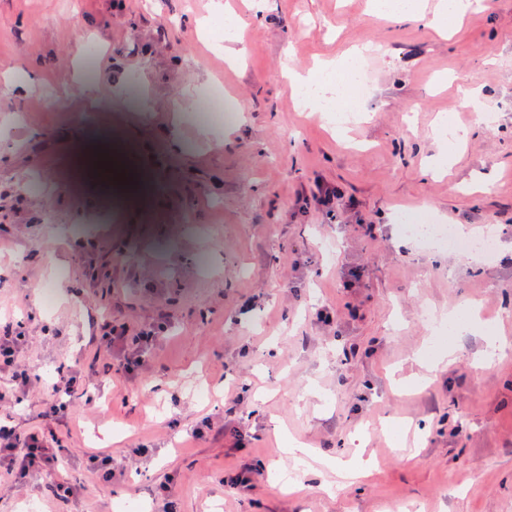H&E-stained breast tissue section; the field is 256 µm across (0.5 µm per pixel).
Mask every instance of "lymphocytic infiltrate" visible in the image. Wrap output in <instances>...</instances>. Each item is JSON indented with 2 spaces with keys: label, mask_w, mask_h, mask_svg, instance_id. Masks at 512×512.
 <instances>
[{
  "label": "lymphocytic infiltrate",
  "mask_w": 512,
  "mask_h": 512,
  "mask_svg": "<svg viewBox=\"0 0 512 512\" xmlns=\"http://www.w3.org/2000/svg\"><path fill=\"white\" fill-rule=\"evenodd\" d=\"M156 340L151 330L131 336L125 326L109 325L99 336L98 345L104 352L117 353V372L130 381L143 369L144 355ZM27 342L23 321L0 322V401L21 398L35 386L42 387L47 395L39 427L22 431L0 423V480L15 488L27 486L37 495L65 501L80 486L68 475V451L63 448L57 430L73 419L70 399L79 387L88 384L89 377L64 367L54 377L42 378L23 359Z\"/></svg>",
  "instance_id": "1"
}]
</instances>
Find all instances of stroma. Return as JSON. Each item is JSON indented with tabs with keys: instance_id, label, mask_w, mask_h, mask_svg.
<instances>
[{
	"instance_id": "stroma-1",
	"label": "stroma",
	"mask_w": 512,
	"mask_h": 512,
	"mask_svg": "<svg viewBox=\"0 0 512 512\" xmlns=\"http://www.w3.org/2000/svg\"><path fill=\"white\" fill-rule=\"evenodd\" d=\"M378 2L0 0V315L25 318L42 378L97 372L66 442L81 493L55 503L23 487L0 512H163L165 483L175 512H512V355L480 363L472 331L451 337V367L423 368L427 310L444 322L476 309L512 343V0H476L443 35ZM227 12L245 55L207 37ZM368 42L340 134L299 106L288 75ZM216 91L238 118L204 132L181 107ZM94 96L115 101L98 137L83 124ZM115 138L149 176L104 192L69 155ZM319 183L337 189L331 206L312 200ZM79 212L89 231L66 233ZM403 213L493 235L495 257L398 246ZM162 319L141 382L102 373L104 321ZM215 413L223 434L187 437ZM354 435L374 469L349 484L338 472ZM290 438L318 458L289 456ZM142 442L140 468L99 488L88 454L119 461ZM227 469L249 486L228 493ZM291 471L302 495L280 490Z\"/></svg>"
}]
</instances>
